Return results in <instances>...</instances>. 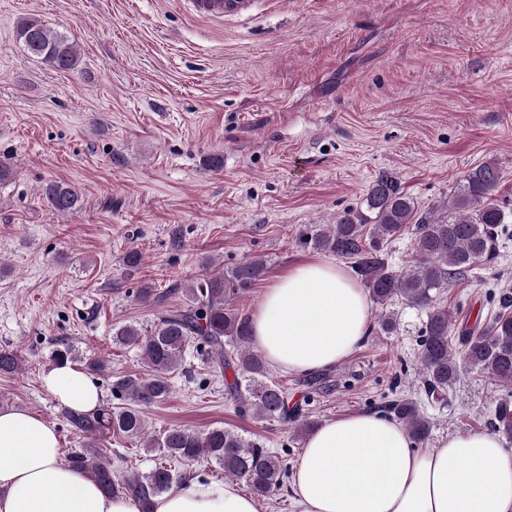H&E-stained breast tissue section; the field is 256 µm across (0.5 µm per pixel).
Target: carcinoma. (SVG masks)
I'll use <instances>...</instances> for the list:
<instances>
[{"instance_id": "obj_1", "label": "carcinoma", "mask_w": 512, "mask_h": 512, "mask_svg": "<svg viewBox=\"0 0 512 512\" xmlns=\"http://www.w3.org/2000/svg\"><path fill=\"white\" fill-rule=\"evenodd\" d=\"M16 32L30 56L59 71L78 67L77 43L41 19L21 18ZM499 181L495 164L479 165L448 199V216L419 217L414 202L398 182L382 175L368 190L362 209L344 213L334 224L316 225L299 239L304 247L352 260L353 272L380 309L379 332L388 335L397 330L394 316L387 310L394 300L401 299L426 313L418 363L430 404L447 401L448 387L457 381L463 367L512 386V292H500L497 310L478 329L457 322L453 312L441 303V295L452 281L467 276L476 264L497 257L499 228L508 223L504 208L490 201ZM43 192L50 208L59 214L73 213L81 206L82 194L70 183L50 182ZM410 224L414 225L416 253L407 265L395 269L388 263L384 247ZM266 271L267 260L254 257L225 271L203 274L182 289L184 304L161 312L152 325L114 328L112 341L135 348L151 373L124 375L113 382V395L126 400L127 405L87 413L70 410L68 421L92 442L110 433L121 435L159 452L162 461L147 473L122 477L116 476L111 461L93 448L72 452L69 463L107 492L133 494L146 504L179 483L181 475L174 464L200 457L214 460L224 469V476L244 481L257 498L281 489L288 479V468L276 453L259 443L222 426L205 432L169 428L155 437L148 434L144 415L146 408L169 397L171 374L182 367L188 350L196 345L206 347L215 369L233 371L225 391L240 413L295 423L299 437L308 435L314 423L302 419L299 404H289L285 387L265 381L268 365L253 346L250 316L237 308ZM76 358L73 345L57 342L53 361ZM18 365L14 351L0 349V373H12ZM385 409L404 425L416 445L429 440L431 422L417 401L400 396ZM494 416L497 432L512 439V403H498Z\"/></svg>"}]
</instances>
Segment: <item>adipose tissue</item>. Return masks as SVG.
Masks as SVG:
<instances>
[{
    "label": "adipose tissue",
    "mask_w": 512,
    "mask_h": 512,
    "mask_svg": "<svg viewBox=\"0 0 512 512\" xmlns=\"http://www.w3.org/2000/svg\"><path fill=\"white\" fill-rule=\"evenodd\" d=\"M254 346L273 365L308 374L346 359L371 323V301L335 262L311 259L267 288L250 317ZM42 383L64 407L90 411L98 386L74 365ZM299 512H512V452L495 432L417 450L404 426L372 412L327 422L291 467ZM0 512H257L236 483L197 478L143 505L109 495L61 458L54 426L0 408Z\"/></svg>",
    "instance_id": "obj_1"
}]
</instances>
